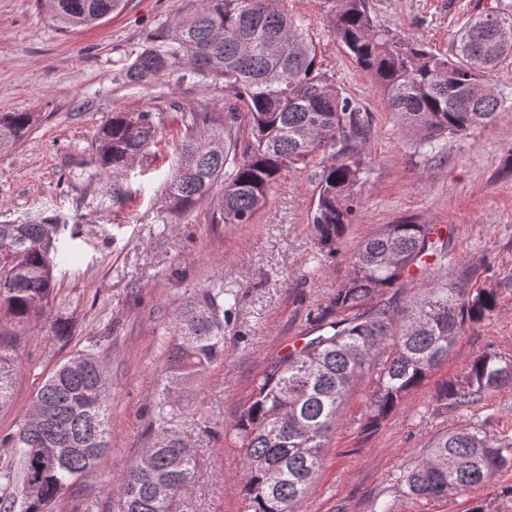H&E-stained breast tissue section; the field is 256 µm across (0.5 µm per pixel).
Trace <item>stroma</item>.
Here are the masks:
<instances>
[{"label":"stroma","mask_w":512,"mask_h":512,"mask_svg":"<svg viewBox=\"0 0 512 512\" xmlns=\"http://www.w3.org/2000/svg\"><path fill=\"white\" fill-rule=\"evenodd\" d=\"M190 5L128 0L120 13L65 32L37 0H0V113L37 117L26 139L0 151V216L22 220L43 212L84 228L52 303L54 314L71 321L70 336H53L38 312L20 329L0 324L20 336V369L11 402L0 407V436L16 430L58 364L85 348L89 336L104 337L112 450L50 512H119L112 486L155 429L152 409L174 318L204 289L231 288L238 299L224 319L223 358L178 389V432L193 450L197 473L176 512H245L242 450L232 426L257 380L326 312L359 244L384 225L413 219L447 236L449 277L496 292L498 308L466 330L448 360L378 430L362 428L374 378L355 384L297 512H377L383 503L391 512H470L478 503L486 512H512V497L503 492L512 485L510 469L448 498L416 499L396 482L441 433L471 427L512 437V386L455 408L434 398L437 386L459 376L476 355H512V108L465 136L445 138L435 153L420 152L416 136L386 110L373 78L335 39L327 21L333 0H283L320 44L323 71L369 114L367 175L342 244L334 254L317 244L311 224L315 159L282 172L252 223H212L207 200L181 216L171 212L164 185L184 134L179 115L222 111L224 86L200 80L188 63L147 88L124 84L118 75ZM370 7L380 25L441 54L470 16H512V0H370ZM118 110L156 112L162 121L148 160L113 174L95 165L93 144ZM116 184L131 187L133 197L113 204Z\"/></svg>","instance_id":"stroma-1"}]
</instances>
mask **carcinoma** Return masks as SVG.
<instances>
[{"mask_svg":"<svg viewBox=\"0 0 512 512\" xmlns=\"http://www.w3.org/2000/svg\"><path fill=\"white\" fill-rule=\"evenodd\" d=\"M125 0H44L63 29L87 27L122 9ZM168 33L137 52L123 80L151 86L184 61L207 81L223 82L224 112L183 116L184 137L167 190L185 213L217 200L215 224H249L281 172L318 153L311 222L323 249L338 248L365 173L368 116L342 95L318 64V47L279 0H194ZM336 38L383 92L387 109L419 136V149L493 121L512 95L480 90L512 57V17L481 13L460 30L452 51L436 54L418 40L376 24L368 0H336L329 18ZM32 112L0 113V146L26 138ZM158 135L156 114L114 111L98 129L95 163L106 171L144 158ZM78 224L43 217L0 221V315L20 324L47 311L58 294L59 267L71 259ZM427 276L419 299L397 310L384 296L409 277ZM231 290L211 288L187 303L174 326L173 385L224 355V316ZM496 294L448 280V239L431 224H387L362 242L349 276L304 343L273 360L233 425L243 450L248 512H296L322 467L327 435L353 383L375 369L363 428L372 431L453 352L466 328L495 311ZM105 337H90L77 354L83 368L60 364L41 383L32 425L20 422L0 439L14 465L0 470V512H47L111 448ZM16 337L0 333V406L13 391ZM512 384V356L485 352L443 382L437 400L462 406ZM182 408L168 394L156 404L158 439L116 480L121 512H175L196 461L176 432ZM512 468V438L471 428L438 436L427 455L407 464L397 485L407 495L446 498L489 483ZM169 489L167 497L158 488Z\"/></svg>","mask_w":512,"mask_h":512,"instance_id":"carcinoma-1","label":"carcinoma"}]
</instances>
